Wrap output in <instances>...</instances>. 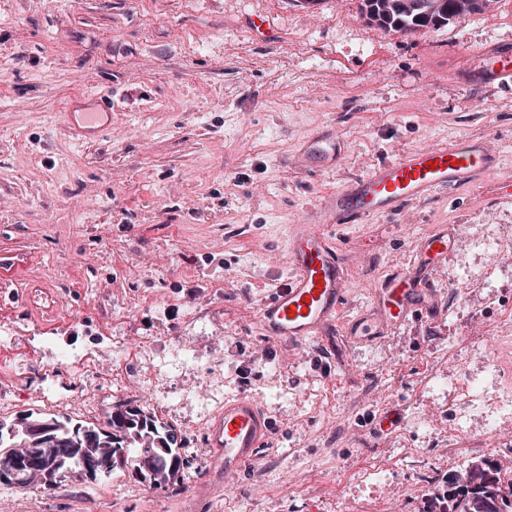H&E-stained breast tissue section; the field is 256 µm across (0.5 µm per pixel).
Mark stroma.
Wrapping results in <instances>:
<instances>
[{"label":"stroma","instance_id":"stroma-1","mask_svg":"<svg viewBox=\"0 0 512 512\" xmlns=\"http://www.w3.org/2000/svg\"><path fill=\"white\" fill-rule=\"evenodd\" d=\"M279 37L256 40L253 15ZM512 47V0L406 35L365 16L363 0H0V281L28 286L52 269L72 277L74 306L112 330V354L93 376L62 375L74 403L53 409L29 368L0 419L54 412L104 423L112 386L174 426L193 461L180 489L130 471L73 477L32 496L0 483V512H182L203 485L219 497L197 512H417L429 490L399 459L419 449L432 477L487 460L512 468V419L493 443L449 461V400L483 358L512 391V91L463 83L490 45ZM100 91L120 107L98 138L79 141L67 109ZM331 129L345 156L333 170L289 161ZM496 134L499 169L342 232L351 294L347 316L409 266L418 240L451 226L455 246L428 282L432 307L325 365L318 343L260 335L257 308L288 276V225L324 194L405 152L463 135ZM497 245L496 254L481 249ZM205 316L193 320L197 307ZM0 362L23 348L27 302L0 303ZM262 402L275 424L257 466L212 470L192 423L226 396ZM354 419L338 432L349 404ZM404 410L386 439L370 419Z\"/></svg>","mask_w":512,"mask_h":512}]
</instances>
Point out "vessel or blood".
Listing matches in <instances>:
<instances>
[{
	"mask_svg": "<svg viewBox=\"0 0 512 512\" xmlns=\"http://www.w3.org/2000/svg\"><path fill=\"white\" fill-rule=\"evenodd\" d=\"M469 81L511 88L512 50L489 49L471 68ZM341 155L340 139L335 132L326 131L300 145L295 163L306 168L317 159L332 167ZM500 161L494 137L462 136L445 146L408 152L324 195L306 211L302 223L288 227L285 258L290 275L287 284L276 288L259 306L261 335L291 343L317 341L330 347L349 295V278L336 244L338 232L392 215L438 191L462 183L480 184ZM453 243L454 236L447 230L422 238L414 265L384 280L375 290V306L347 324L345 343L356 345L376 338L390 323L424 307L423 278L433 263L447 258ZM271 435L272 419L262 405L246 396L225 398L208 430L211 461L223 468L225 476L242 473L257 462Z\"/></svg>",
	"mask_w": 512,
	"mask_h": 512,
	"instance_id": "obj_1",
	"label": "vessel or blood"
}]
</instances>
